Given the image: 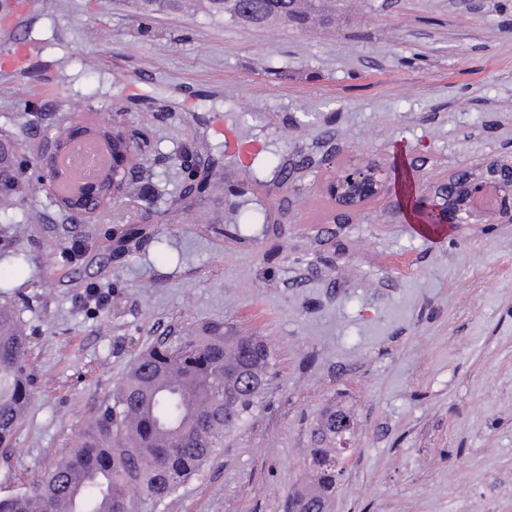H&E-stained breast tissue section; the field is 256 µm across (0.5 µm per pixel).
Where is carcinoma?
<instances>
[{
	"mask_svg": "<svg viewBox=\"0 0 512 512\" xmlns=\"http://www.w3.org/2000/svg\"><path fill=\"white\" fill-rule=\"evenodd\" d=\"M188 0H141L150 15L175 8ZM204 10L261 27L271 20L293 19L301 24L309 13L301 0H205ZM0 218L12 225L18 238L29 231L26 216H17L15 194L31 175L13 145L0 141ZM52 249L71 263L86 243L65 225L49 226ZM25 331L16 313H0V448L10 447L23 416L8 422L9 408L29 404L32 391L28 344L20 345L6 331ZM272 367L270 350L250 336H228L224 325L187 330L169 343L136 357L128 373L97 409L79 444L52 469L22 492L1 496L0 512H58L56 488L68 483L64 468L84 472L85 482L72 512H101L100 503L112 498V512H128L133 494L152 505L162 504L184 483L200 475L224 444V435L246 423L265 393ZM247 375L259 382L253 391L238 380ZM237 400L234 410H224L220 392ZM351 415L346 406L321 409L310 422L313 448L305 460L307 480L288 497V512H299L311 500L330 510L336 482L344 470L336 468V416Z\"/></svg>",
	"mask_w": 512,
	"mask_h": 512,
	"instance_id": "cac0c4a2",
	"label": "carcinoma"
}]
</instances>
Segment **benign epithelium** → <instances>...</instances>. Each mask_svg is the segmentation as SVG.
Wrapping results in <instances>:
<instances>
[{
  "mask_svg": "<svg viewBox=\"0 0 512 512\" xmlns=\"http://www.w3.org/2000/svg\"><path fill=\"white\" fill-rule=\"evenodd\" d=\"M107 129L119 136L123 143L124 162L107 168L96 182L112 186V198L122 191L128 167L142 160L148 148L143 144L137 130L122 124H109ZM61 151L54 137L42 141L35 157L38 182L45 195L65 202L77 201L76 206H67V212L75 216L78 223H89L96 219L109 205L104 193L84 194V184L64 191L57 182L54 162ZM392 190L391 178L386 164L371 160L357 167L340 170L327 184V193L336 207L343 211H358L366 204L383 198ZM414 208L426 224H470L484 221L490 224L512 223V160L491 159L473 168L462 169L429 188L426 195L414 201ZM353 428V420L338 425L336 457L339 463L346 462L350 451L346 434Z\"/></svg>",
  "mask_w": 512,
  "mask_h": 512,
  "instance_id": "7a95c632",
  "label": "benign epithelium"
}]
</instances>
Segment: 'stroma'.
<instances>
[{
	"label": "stroma",
	"mask_w": 512,
	"mask_h": 512,
	"mask_svg": "<svg viewBox=\"0 0 512 512\" xmlns=\"http://www.w3.org/2000/svg\"><path fill=\"white\" fill-rule=\"evenodd\" d=\"M0 131L34 159L63 121L142 128L133 185L61 267L35 186L28 238L0 224V306L35 387L0 494L74 444L139 351L223 324L263 340L269 388L205 472L135 512H284L309 422L352 410L332 512H512V223L421 232L389 195L348 214L326 183L371 159L417 194L512 156V0H336L334 21L253 27L137 0H26L0 27ZM258 144L224 150V127ZM24 248L29 268L11 253Z\"/></svg>",
	"instance_id": "35a3bbf8"
}]
</instances>
